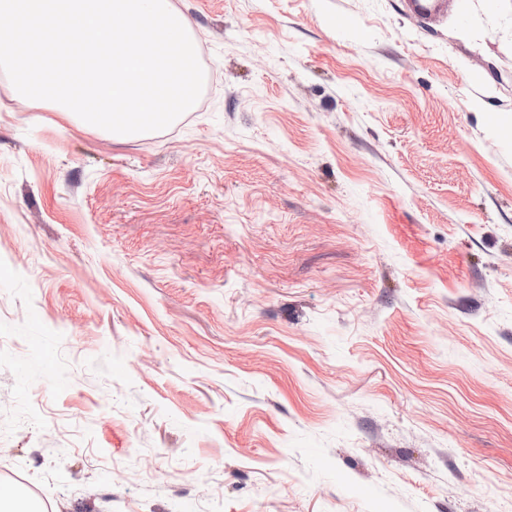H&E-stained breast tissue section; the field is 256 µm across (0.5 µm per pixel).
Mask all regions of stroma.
<instances>
[{
    "label": "stroma",
    "instance_id": "stroma-1",
    "mask_svg": "<svg viewBox=\"0 0 512 512\" xmlns=\"http://www.w3.org/2000/svg\"><path fill=\"white\" fill-rule=\"evenodd\" d=\"M194 112L0 71V484L44 512H512V0H173Z\"/></svg>",
    "mask_w": 512,
    "mask_h": 512
}]
</instances>
